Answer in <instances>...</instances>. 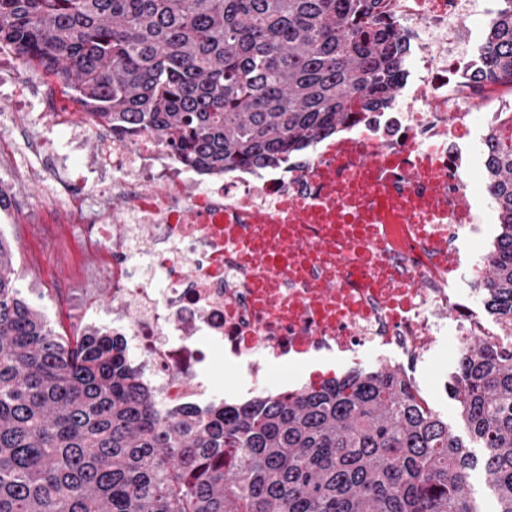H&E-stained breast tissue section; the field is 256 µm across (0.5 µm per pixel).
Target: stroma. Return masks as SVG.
Here are the masks:
<instances>
[{
    "instance_id": "35a3bbf8",
    "label": "stroma",
    "mask_w": 512,
    "mask_h": 512,
    "mask_svg": "<svg viewBox=\"0 0 512 512\" xmlns=\"http://www.w3.org/2000/svg\"><path fill=\"white\" fill-rule=\"evenodd\" d=\"M0 181L16 187L21 211L20 223L0 226L16 248L17 286L22 296L44 313L52 328L73 334L90 301L112 297L110 283L86 279L100 266L101 258L84 248L70 225L57 223L45 205L43 183L8 163L0 165ZM458 356L451 344L436 345L417 365L415 375L430 407L447 419L454 434L462 436L466 428L458 405L445 388L457 368Z\"/></svg>"
}]
</instances>
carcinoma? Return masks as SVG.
I'll return each mask as SVG.
<instances>
[{
    "instance_id": "cac0c4a2",
    "label": "carcinoma",
    "mask_w": 512,
    "mask_h": 512,
    "mask_svg": "<svg viewBox=\"0 0 512 512\" xmlns=\"http://www.w3.org/2000/svg\"><path fill=\"white\" fill-rule=\"evenodd\" d=\"M387 0H0V49L94 119L201 172L281 163L408 77ZM482 60L512 83V0ZM499 238L482 294L512 328V135L489 128ZM448 391L470 442L397 369L320 390L162 406L122 336H60L0 234V512H512V343L469 342ZM481 449L476 455L473 448Z\"/></svg>"
}]
</instances>
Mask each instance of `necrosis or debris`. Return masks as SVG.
<instances>
[{"label": "necrosis or debris", "mask_w": 512, "mask_h": 512, "mask_svg": "<svg viewBox=\"0 0 512 512\" xmlns=\"http://www.w3.org/2000/svg\"><path fill=\"white\" fill-rule=\"evenodd\" d=\"M478 0H389L407 32L409 77L385 111L357 112L311 151L273 166L197 178L151 139L108 135L74 174L88 125L46 105L30 128L0 118V160L25 146L51 157L49 200L107 261L100 302L166 407L223 397L219 363L251 395L269 367L302 364L319 389L361 355L414 365L445 336L501 342L480 284L495 240L493 203L473 194L484 129L512 122L503 85L480 81L481 50L464 17ZM112 173V201L94 178ZM120 234H112L115 220ZM467 280V290L456 287Z\"/></svg>", "instance_id": "1"}]
</instances>
